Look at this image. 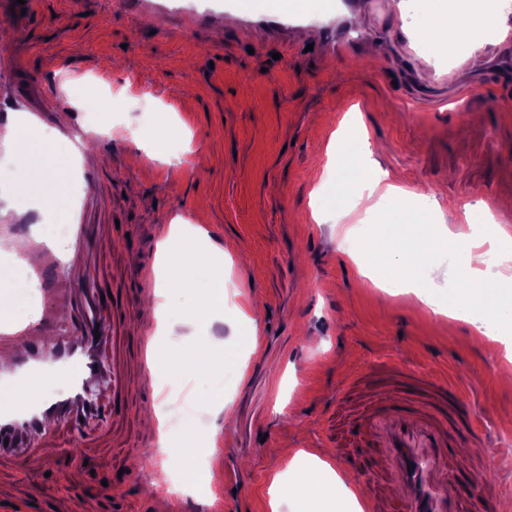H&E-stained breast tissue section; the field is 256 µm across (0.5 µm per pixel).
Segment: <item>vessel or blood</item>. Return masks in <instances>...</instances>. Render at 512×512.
<instances>
[{"label": "vessel or blood", "mask_w": 512, "mask_h": 512, "mask_svg": "<svg viewBox=\"0 0 512 512\" xmlns=\"http://www.w3.org/2000/svg\"><path fill=\"white\" fill-rule=\"evenodd\" d=\"M62 249L33 248L29 263L38 276L63 271ZM101 301L87 305L77 336L46 337L41 325L0 331V375L33 378L39 366L56 363V378L68 392L39 408L15 401L0 415V456L25 464L55 435V421H77L99 413L86 390L98 369ZM362 401L349 424L337 464L349 478L375 474L383 487H397V496L368 493L366 512H512V499L490 490L478 493V475L488 463L481 437L483 420L469 407L462 391L424 379L386 363L365 368L360 377Z\"/></svg>", "instance_id": "1"}]
</instances>
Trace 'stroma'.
<instances>
[{"instance_id":"obj_1","label":"stroma","mask_w":512,"mask_h":512,"mask_svg":"<svg viewBox=\"0 0 512 512\" xmlns=\"http://www.w3.org/2000/svg\"><path fill=\"white\" fill-rule=\"evenodd\" d=\"M0 134L26 112L58 131L65 209L0 204L1 225L83 222L70 275L33 288L47 302L65 288L55 334L76 335V288L112 292L111 341L102 355L122 411L97 422L60 424L49 450L29 464L0 458V512H156L143 489L161 459L160 438L193 429L202 482L191 510L164 494L165 512H271L269 491L297 451L332 461L343 413L358 396L353 369L395 360L493 388L474 397L492 459L480 487H512V382L506 350L470 323L422 307L400 288L361 274L364 243L383 231L394 204L352 185L345 215L311 217L310 192L333 187L329 146L354 117L383 149L368 165L387 182L427 188L441 211L429 230L470 233L458 209L491 206L512 235V46L476 32L470 54L431 53L400 0H356L350 43L323 9L301 22L225 14L219 0H36L26 16L0 5ZM109 95L89 120L82 98ZM172 126L164 158L154 134ZM141 135L126 139L127 130ZM180 216L226 244L224 305L199 326L155 333L147 305L157 243ZM259 303L258 350L242 340L241 308ZM207 348L216 366L170 387L149 374L156 351L190 360ZM186 403L192 416L166 432L144 416Z\"/></svg>"}]
</instances>
